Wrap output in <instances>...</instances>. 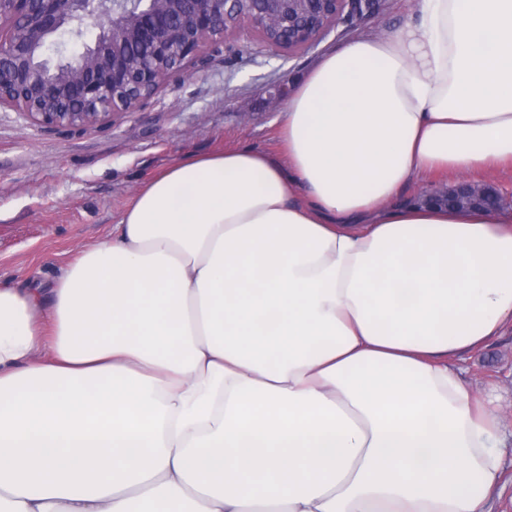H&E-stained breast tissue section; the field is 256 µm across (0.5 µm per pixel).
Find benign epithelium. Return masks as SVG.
Returning a JSON list of instances; mask_svg holds the SVG:
<instances>
[{
    "instance_id": "obj_1",
    "label": "benign epithelium",
    "mask_w": 512,
    "mask_h": 512,
    "mask_svg": "<svg viewBox=\"0 0 512 512\" xmlns=\"http://www.w3.org/2000/svg\"><path fill=\"white\" fill-rule=\"evenodd\" d=\"M384 0H0V108L45 128L86 129L133 112L189 63L203 68L229 34L253 32L273 53L306 49L350 16L365 23ZM92 43L51 63L60 37L88 26ZM427 197L504 205L500 191L464 180Z\"/></svg>"
}]
</instances>
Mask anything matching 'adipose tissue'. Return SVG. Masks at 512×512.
<instances>
[{"label":"adipose tissue","instance_id":"adipose-tissue-1","mask_svg":"<svg viewBox=\"0 0 512 512\" xmlns=\"http://www.w3.org/2000/svg\"><path fill=\"white\" fill-rule=\"evenodd\" d=\"M296 84L281 155L143 185L48 292L0 286V512H493L512 212L411 202L512 171V0H416ZM469 389L486 398L499 413L506 438L507 457H512V330L493 338L464 363Z\"/></svg>","mask_w":512,"mask_h":512}]
</instances>
